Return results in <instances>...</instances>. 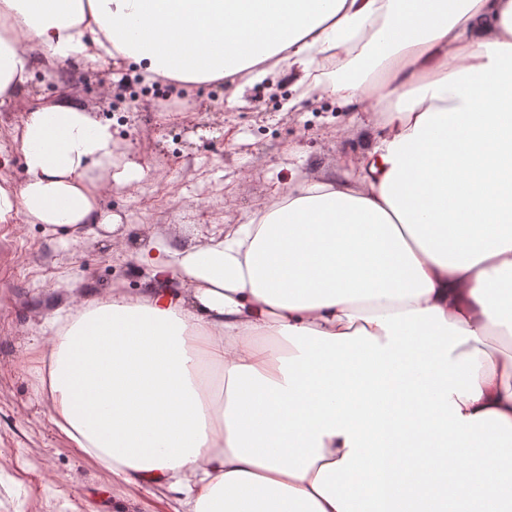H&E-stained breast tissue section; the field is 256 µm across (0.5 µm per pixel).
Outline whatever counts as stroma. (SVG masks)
<instances>
[{
  "label": "stroma",
  "mask_w": 512,
  "mask_h": 512,
  "mask_svg": "<svg viewBox=\"0 0 512 512\" xmlns=\"http://www.w3.org/2000/svg\"><path fill=\"white\" fill-rule=\"evenodd\" d=\"M73 85L142 166L130 188L102 191V209L121 216L126 238L154 233L175 247L181 240L173 226L191 224L206 235L243 223L287 190L295 173L346 176L350 158L380 133L376 113L352 111L331 97L296 101L285 77L235 96L212 83L191 92L189 106L169 107L167 82H145L136 66L115 58L51 74L34 69L0 104V175L23 180L17 126ZM152 194L164 196L165 206L150 205ZM143 279L142 265L111 237L93 233L74 242L40 224H0V512H172L163 492L113 482L59 437L41 388L38 351L54 334L42 300L75 284L133 292Z\"/></svg>",
  "instance_id": "1"
}]
</instances>
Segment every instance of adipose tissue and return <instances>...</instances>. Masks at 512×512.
<instances>
[{"label": "adipose tissue", "mask_w": 512, "mask_h": 512, "mask_svg": "<svg viewBox=\"0 0 512 512\" xmlns=\"http://www.w3.org/2000/svg\"><path fill=\"white\" fill-rule=\"evenodd\" d=\"M117 57L150 81L282 74L382 133L353 177L246 223L123 241L142 288L87 292L40 352L59 434L173 512H512V355L484 348L512 337V0H0V102L35 66ZM18 131L0 223L116 231L101 192L140 167L110 124L65 95Z\"/></svg>", "instance_id": "obj_1"}]
</instances>
